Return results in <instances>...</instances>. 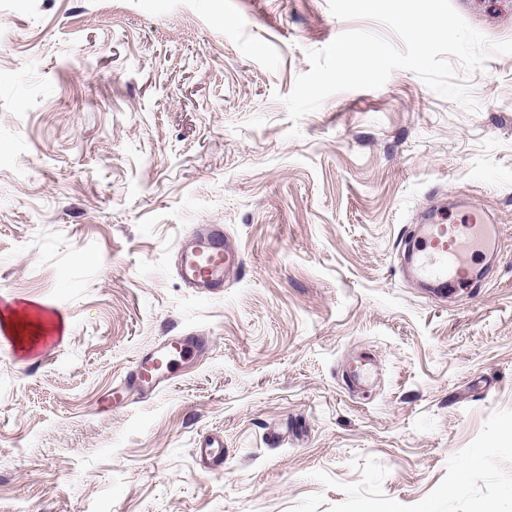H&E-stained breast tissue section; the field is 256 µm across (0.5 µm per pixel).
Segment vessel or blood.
<instances>
[{
  "mask_svg": "<svg viewBox=\"0 0 512 512\" xmlns=\"http://www.w3.org/2000/svg\"><path fill=\"white\" fill-rule=\"evenodd\" d=\"M412 238L408 274L431 291L441 293L449 287L474 290L491 279L490 270L471 267L476 255L496 251L499 246L500 228L485 210L467 206L464 222L452 224L444 207L426 208ZM242 264L241 249L225 238L223 227L216 225L199 226L191 244L179 246L177 251V273L182 282L213 295L222 292L225 278ZM207 347L206 337L194 333L162 339L138 356L125 384L143 393L154 392L171 381L176 359L203 354ZM195 455L208 472L224 468V442L220 437L201 438Z\"/></svg>",
  "mask_w": 512,
  "mask_h": 512,
  "instance_id": "vessel-or-blood-1",
  "label": "vessel or blood"
}]
</instances>
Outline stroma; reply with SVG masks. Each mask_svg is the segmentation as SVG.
<instances>
[{
    "mask_svg": "<svg viewBox=\"0 0 512 512\" xmlns=\"http://www.w3.org/2000/svg\"><path fill=\"white\" fill-rule=\"evenodd\" d=\"M452 4L512 40V0ZM351 28L394 37L328 0H0V298L63 326L0 334V512H512V54L470 107L399 69L292 124ZM437 199L503 228L478 291L402 276ZM199 224L243 251L208 299L174 269ZM187 333L206 354L98 410ZM195 455L210 473L224 468V441L221 437L207 435L196 443Z\"/></svg>",
    "mask_w": 512,
    "mask_h": 512,
    "instance_id": "1",
    "label": "stroma"
}]
</instances>
